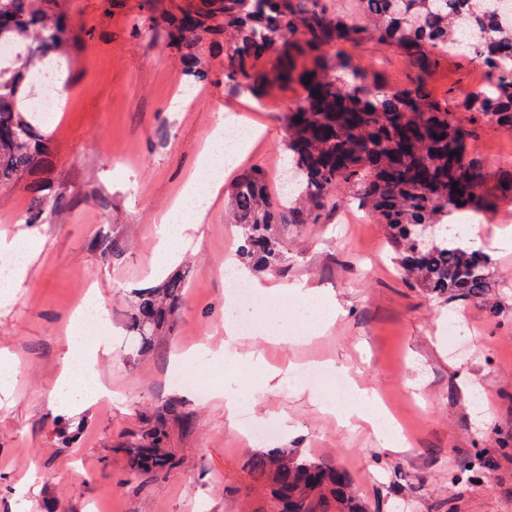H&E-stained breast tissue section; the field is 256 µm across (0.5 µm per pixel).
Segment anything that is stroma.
Wrapping results in <instances>:
<instances>
[{
  "mask_svg": "<svg viewBox=\"0 0 512 512\" xmlns=\"http://www.w3.org/2000/svg\"><path fill=\"white\" fill-rule=\"evenodd\" d=\"M189 0H60L82 43L64 80L67 94L49 129L54 174L69 186V204L42 224L26 221L25 186L0 190V241L23 242L27 260L8 294L0 293V512H264L267 487L253 484L245 463L263 448L299 449L347 469L370 512H512V248L499 245L512 211L497 203L471 240L491 250L499 283L489 297L436 296L399 271L384 227L333 193L315 224H282L286 259L268 273L243 266L254 304L230 295L223 266L240 240L217 196L181 233L180 254L156 265L162 219L179 196L219 116L248 118L264 130L239 170H265L276 189L287 153L285 116L302 86L257 96L226 76L223 44L203 40L200 63L211 80L208 105L182 102L178 69L154 16ZM140 20L132 31V20ZM349 62L367 84L397 90L424 82L433 97L461 96L480 85L469 59L440 58L427 72L409 66L402 48L374 38L326 48ZM466 149L488 170L512 159V129L471 123ZM91 173L111 205L85 196L72 171ZM187 283L171 333L140 357L131 348L129 301L172 275ZM307 290L333 301L336 319L311 330L297 303ZM108 318L95 340V378L109 402L60 399L74 309L83 295ZM499 310L490 320L489 305ZM254 332L228 337L227 309ZM289 309V340L263 349L276 369L269 378L248 370L259 334L279 326ZM468 350L456 352L448 321ZM233 341L237 362L224 374L200 375L206 398L171 383L176 358L201 344L223 350ZM323 361L352 370L353 380L387 405L405 432L390 447L369 424L340 422L326 410L322 387L295 377L297 367ZM175 406L167 449L173 467L127 479V451L141 446L154 414ZM279 421L278 434L245 440L252 425ZM481 442L495 465L476 481L456 476V457Z\"/></svg>",
  "mask_w": 512,
  "mask_h": 512,
  "instance_id": "obj_1",
  "label": "stroma"
}]
</instances>
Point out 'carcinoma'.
<instances>
[{
  "label": "carcinoma",
  "instance_id": "obj_1",
  "mask_svg": "<svg viewBox=\"0 0 512 512\" xmlns=\"http://www.w3.org/2000/svg\"><path fill=\"white\" fill-rule=\"evenodd\" d=\"M359 2V27L330 14L326 0H202L190 12L153 18L185 75L196 82L207 77L198 57L202 40L210 37L225 40L230 76L249 81L252 91L268 83L256 62L273 53L280 55L278 79L304 84L306 96L287 115L293 193L271 198L259 167L240 173L228 189L233 223L242 229L239 256L258 270L278 268L284 252L277 225L316 223L330 196L347 186L385 225L396 259L415 286L436 295L483 296L495 287L491 259L480 249L452 245L448 216L469 208L489 211L495 201L511 198L512 170L496 178L494 199L481 196L488 175L484 163L466 152L458 113L512 129V15H504L501 0ZM364 33L402 47L409 65L423 73L437 54L475 53L488 84L450 105L433 98L421 82L401 91L379 84L372 90L359 75L349 85L341 83L336 71L348 64L329 60L324 48ZM2 43L26 55L30 65L18 70L0 59V190H8L34 169L47 168L48 133L22 108L29 82L50 61L69 57L76 44L58 0H0ZM455 185L470 188L466 202L453 198ZM66 200L62 186L43 179L28 207V223H39L44 212L62 208ZM184 288V279L174 277L134 296L137 355L148 354L170 329ZM166 439V417L160 415L146 433L147 445L127 449L129 475L171 467ZM490 465L476 449L459 460L458 471L476 477ZM247 469L254 481L273 485L266 512H367L346 470L292 449L256 452Z\"/></svg>",
  "mask_w": 512,
  "mask_h": 512
}]
</instances>
